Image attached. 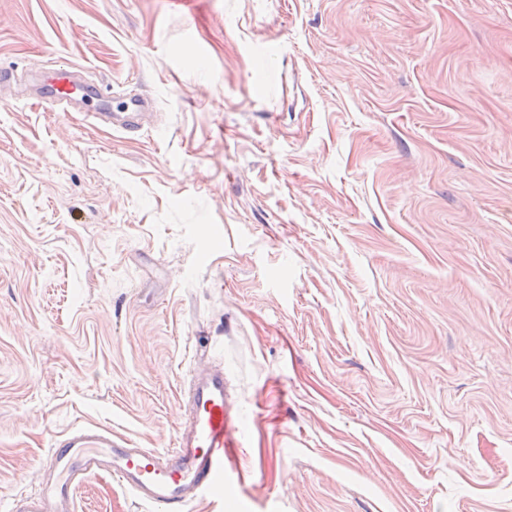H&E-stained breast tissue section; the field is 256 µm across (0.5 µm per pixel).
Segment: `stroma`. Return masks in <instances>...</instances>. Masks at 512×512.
Masks as SVG:
<instances>
[{
	"label": "stroma",
	"mask_w": 512,
	"mask_h": 512,
	"mask_svg": "<svg viewBox=\"0 0 512 512\" xmlns=\"http://www.w3.org/2000/svg\"><path fill=\"white\" fill-rule=\"evenodd\" d=\"M2 67L0 512L217 364L247 512H512V0H0Z\"/></svg>",
	"instance_id": "obj_1"
}]
</instances>
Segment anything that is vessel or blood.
<instances>
[{
	"mask_svg": "<svg viewBox=\"0 0 512 512\" xmlns=\"http://www.w3.org/2000/svg\"><path fill=\"white\" fill-rule=\"evenodd\" d=\"M186 398L188 419L164 452L132 447L97 426L55 436L41 487L14 502L11 512H75L77 488L100 474L117 476L156 512H184L203 492H232L235 482L224 471V455L238 447L240 425L224 390L223 370L194 374Z\"/></svg>",
	"mask_w": 512,
	"mask_h": 512,
	"instance_id": "b4317fda",
	"label": "vessel or blood"
}]
</instances>
